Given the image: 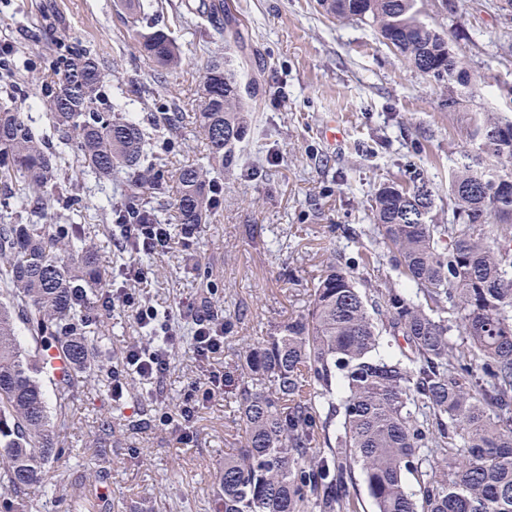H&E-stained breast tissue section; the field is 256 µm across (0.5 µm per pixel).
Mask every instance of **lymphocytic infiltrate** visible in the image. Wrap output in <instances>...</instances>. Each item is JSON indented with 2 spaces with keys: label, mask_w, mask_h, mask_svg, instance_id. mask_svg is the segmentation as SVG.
<instances>
[{
  "label": "lymphocytic infiltrate",
  "mask_w": 512,
  "mask_h": 512,
  "mask_svg": "<svg viewBox=\"0 0 512 512\" xmlns=\"http://www.w3.org/2000/svg\"><path fill=\"white\" fill-rule=\"evenodd\" d=\"M121 231L124 238L121 250L129 259L120 265L116 276L119 286L102 291L98 299L101 310L126 309L143 337L129 342L119 366L112 370V395L122 397L128 387L129 378H136L148 388L147 396L156 401L160 398V386L169 370L172 351L188 346L197 362L201 375L192 384L180 410L179 417L164 414L160 417L163 426L169 427L177 442L190 441V423L200 405L215 400L224 393V372L215 362L224 352V329L215 325L213 309L207 300L190 301L186 304L185 322L193 328L191 335H184L168 312L159 310L149 297L151 279L140 263V243L150 244L153 251L161 252L181 244L190 247L192 228H185L182 239H174L165 224H126Z\"/></svg>",
  "instance_id": "1"
}]
</instances>
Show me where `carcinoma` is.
<instances>
[{
    "label": "carcinoma",
    "instance_id": "1",
    "mask_svg": "<svg viewBox=\"0 0 512 512\" xmlns=\"http://www.w3.org/2000/svg\"><path fill=\"white\" fill-rule=\"evenodd\" d=\"M317 4L369 26L413 69L448 88V111H465L480 76L428 20L427 0ZM116 6L144 60L166 71L182 66L164 29L140 31L145 0ZM222 12L221 0L207 4L210 22L224 23L225 52L209 62L192 116L211 163L174 174L181 224L211 223L218 194L209 176L237 166L257 105V84L243 86L235 73L248 65L238 54L236 21ZM100 87L95 57L78 49L45 116L66 135L85 182L104 191L120 174L132 177L105 219L162 224L137 188L166 185L164 171L148 162L149 129L172 127L180 116L152 112L145 126L111 112ZM468 136L474 157L489 164L454 172L449 223H433L435 194L423 180L385 183L371 198L379 243L417 293L363 292L332 253L306 312L242 347L234 398L244 431L214 473L217 512H360L358 475L374 512H512V120L474 111ZM61 160L28 113L0 104V183L18 185L0 209L41 220L51 200L66 220L0 223V489L20 508L53 493L43 465L59 449L39 362L20 331L67 359L69 373L55 382L57 418L78 387L112 383L102 346L107 321L93 305L96 246ZM489 224L504 242L488 241Z\"/></svg>",
    "mask_w": 512,
    "mask_h": 512
}]
</instances>
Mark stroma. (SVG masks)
Returning <instances> with one entry per match:
<instances>
[{"label": "stroma", "mask_w": 512, "mask_h": 512, "mask_svg": "<svg viewBox=\"0 0 512 512\" xmlns=\"http://www.w3.org/2000/svg\"><path fill=\"white\" fill-rule=\"evenodd\" d=\"M201 0H152L154 16L178 48L183 64L161 71L140 56L114 0H0V34L15 43L16 81L38 88L53 82L57 43L68 40L95 53L102 86L116 113L143 120L155 102L182 113L170 131L165 170L201 163L207 150L191 121L206 66L223 55L224 39L202 14ZM457 15L429 18L453 33V47L484 74L467 105L512 119V17L496 0H457ZM239 24L240 47L259 81L256 134L239 150V169L224 178L212 223L195 232L192 250L155 255L151 295L179 319L186 298H208L234 325L224 338L225 371L239 377L241 347L269 336L274 323L303 313L325 267L328 248L352 260L358 285L404 288L372 231L370 199L384 182L408 179L409 164L436 193V223L451 217L449 179L463 161L461 112L446 106L448 90L410 68L379 42L371 28L327 17L316 0H224ZM37 68H25L30 56ZM336 125L339 144L321 134ZM211 280L212 289L202 286ZM200 374L187 348L172 353L161 401L131 383L117 401L110 386L79 391L67 417L54 421L63 452L46 467L55 493L35 498L26 512H215L214 471L238 444L242 426L233 386L199 408L189 444L155 423L159 411L178 414ZM111 418L112 442L97 448L100 419ZM104 455L91 479L77 458Z\"/></svg>", "instance_id": "35a3bbf8"}]
</instances>
